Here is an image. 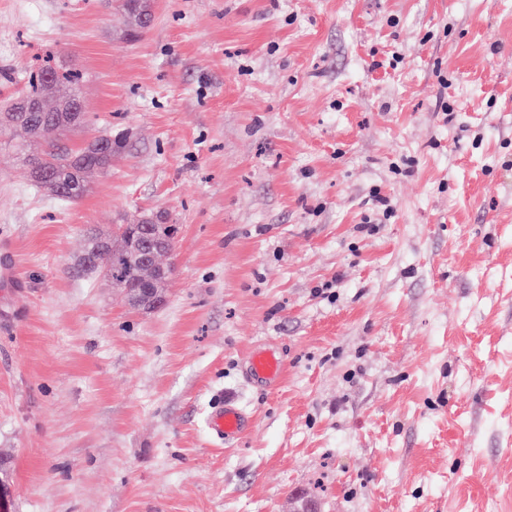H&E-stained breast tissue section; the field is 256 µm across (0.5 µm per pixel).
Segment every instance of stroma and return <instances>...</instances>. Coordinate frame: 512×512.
<instances>
[{
    "mask_svg": "<svg viewBox=\"0 0 512 512\" xmlns=\"http://www.w3.org/2000/svg\"><path fill=\"white\" fill-rule=\"evenodd\" d=\"M131 30L0 0V100L60 66L69 145L124 139L69 204L0 150L12 512H512V0H154ZM142 211L178 227L151 311L80 267ZM285 366L281 354L274 349L253 352L246 361L245 370L248 376L270 384L280 381ZM245 415L234 405L216 407L205 418V425L212 437L224 443L238 438L245 429Z\"/></svg>",
    "mask_w": 512,
    "mask_h": 512,
    "instance_id": "obj_1",
    "label": "stroma"
}]
</instances>
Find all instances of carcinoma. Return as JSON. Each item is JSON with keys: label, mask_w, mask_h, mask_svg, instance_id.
<instances>
[{"label": "carcinoma", "mask_w": 512, "mask_h": 512, "mask_svg": "<svg viewBox=\"0 0 512 512\" xmlns=\"http://www.w3.org/2000/svg\"><path fill=\"white\" fill-rule=\"evenodd\" d=\"M124 7L134 18V28L141 27L142 17L150 14L151 0H124ZM79 77L61 68L43 67L26 76L24 91L9 97L0 109V136L21 129L34 143L22 154L35 186L62 199L77 201L88 191V178L93 174L112 172V154L121 142L112 139V132L93 136L77 149L67 147L63 140L70 132L87 125L76 90ZM68 84L71 91L59 94L60 86ZM56 133L46 140L45 134ZM163 215L143 211L111 234L92 233L85 238L84 265L91 274H98L119 288L129 303L140 307L139 297L144 282H154L158 295L165 296L174 271L177 225L164 223ZM157 241L154 262L145 264L134 247V239Z\"/></svg>", "instance_id": "1"}]
</instances>
